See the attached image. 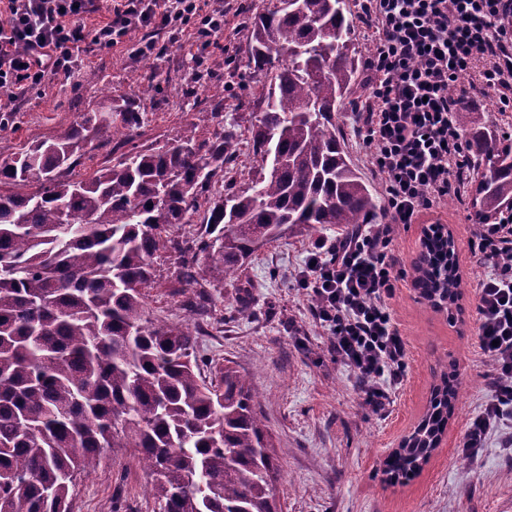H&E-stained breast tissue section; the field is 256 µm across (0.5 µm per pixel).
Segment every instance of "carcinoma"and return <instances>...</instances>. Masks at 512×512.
Listing matches in <instances>:
<instances>
[{
	"label": "carcinoma",
	"mask_w": 512,
	"mask_h": 512,
	"mask_svg": "<svg viewBox=\"0 0 512 512\" xmlns=\"http://www.w3.org/2000/svg\"><path fill=\"white\" fill-rule=\"evenodd\" d=\"M268 0L248 54L266 78L252 129L259 164L244 190L215 189L239 135L191 136L111 166L72 171L95 139L133 131L129 106L85 112L64 133L0 159V512H72L77 474L107 448H132L152 477L159 512H282L271 436L246 375L230 365L203 376L191 317L145 314L161 251L177 281L218 285L283 227L350 228L376 219L373 194L347 161L336 112L358 56L347 0ZM288 55V64L274 61ZM121 116L114 126L112 112ZM472 207L491 219L512 203V142L473 135ZM207 208L187 245L170 236ZM413 267L427 300L456 303L461 279L451 237H431ZM460 382L443 377L411 436L384 460L408 481L436 449Z\"/></svg>",
	"instance_id": "obj_1"
}]
</instances>
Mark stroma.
<instances>
[{
	"label": "stroma",
	"instance_id": "1",
	"mask_svg": "<svg viewBox=\"0 0 512 512\" xmlns=\"http://www.w3.org/2000/svg\"><path fill=\"white\" fill-rule=\"evenodd\" d=\"M262 0H206L224 11V35L201 47L191 32L137 30L129 41L90 55L88 69L98 82L81 76L52 77L49 89H31L13 104L0 154L10 155L25 143L59 135L79 122L82 113L108 111L116 103L143 107L132 143L160 147L190 133L196 140L221 129L220 118L232 116L240 135L238 153L228 165L230 176L255 164L251 130L259 116L263 81L248 64L246 48L251 21ZM147 42L162 52L139 53ZM455 94L464 96L473 130L512 132V112L496 108L493 91L473 75L460 78ZM360 93L352 87L336 114V126L349 158L375 196L383 190L371 163L353 135L351 111ZM470 202L451 198L425 213L417 223L399 226L394 248L405 266L421 251L428 222L451 232L462 281L457 317L436 310L412 281L398 288L393 316L408 347L407 375L388 412L376 416L360 406L358 381L327 351V338L316 325L311 306L296 277L313 245L335 239L339 226L312 231L292 228L261 247L239 273L238 284L199 286L208 294L207 314L196 354L203 362H230L247 374L258 396L264 423L279 456L277 486L283 512H512V421L493 431L478 458L456 454L466 422L482 408L493 366L476 347V286L489 271L477 263L470 245L476 226ZM157 282L148 289L150 318L180 322L187 298L167 256L156 260ZM249 305L250 317L239 313ZM461 382L458 408L443 441L420 474L391 485L383 481V462L424 416L444 373ZM151 479L130 449L105 450L90 475L72 489L73 512H154L147 492Z\"/></svg>",
	"mask_w": 512,
	"mask_h": 512
}]
</instances>
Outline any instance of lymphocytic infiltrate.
<instances>
[{"label": "lymphocytic infiltrate", "mask_w": 512, "mask_h": 512, "mask_svg": "<svg viewBox=\"0 0 512 512\" xmlns=\"http://www.w3.org/2000/svg\"><path fill=\"white\" fill-rule=\"evenodd\" d=\"M178 2L172 11L164 0H114L108 20L89 28L83 19L95 0H0V93L12 101L48 76H74L89 54L138 29L199 14L198 42L223 34V10ZM358 14L374 47L353 131L384 189L381 219L318 241L299 286L329 335L330 353L359 380L362 407L381 414L408 367L390 307L405 275L394 228L462 195L469 140L455 120L461 101L450 89L463 74L478 69L499 111H512V0H358ZM472 256L491 269L477 285L476 312L479 347L495 377L457 448L468 459L512 418V206L480 225Z\"/></svg>", "instance_id": "f902f5d3"}]
</instances>
